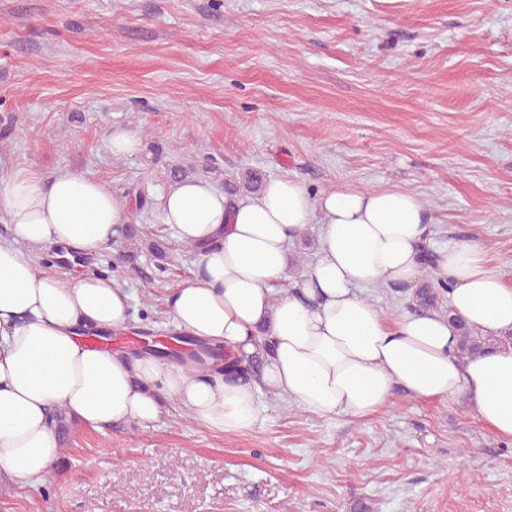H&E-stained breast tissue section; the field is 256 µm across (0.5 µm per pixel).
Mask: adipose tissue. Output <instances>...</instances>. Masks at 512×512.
<instances>
[{"mask_svg": "<svg viewBox=\"0 0 512 512\" xmlns=\"http://www.w3.org/2000/svg\"><path fill=\"white\" fill-rule=\"evenodd\" d=\"M159 201L164 224L196 248L192 277L165 298L168 318L180 335L224 350L225 361L168 362L81 342L88 331L126 329L130 295L105 273L59 278L36 255L73 262L111 249L129 208L80 173H0V221L11 230L0 239V482L47 473L61 452L59 411L97 430L147 427L174 406L241 434L267 423L265 394L319 417L362 420L399 387L418 400L466 402L496 437L512 440V345L457 355L458 322L489 338L512 332V287L470 243L439 251L426 272L431 221L415 193L343 184L314 196L281 177L235 204L194 179ZM310 224L322 227L317 262L293 288L275 290ZM428 274L448 283L449 314L391 319L364 296L390 283L417 288Z\"/></svg>", "mask_w": 512, "mask_h": 512, "instance_id": "obj_1", "label": "adipose tissue"}]
</instances>
